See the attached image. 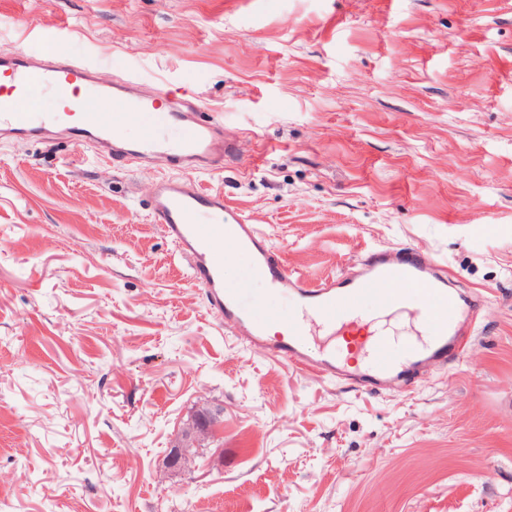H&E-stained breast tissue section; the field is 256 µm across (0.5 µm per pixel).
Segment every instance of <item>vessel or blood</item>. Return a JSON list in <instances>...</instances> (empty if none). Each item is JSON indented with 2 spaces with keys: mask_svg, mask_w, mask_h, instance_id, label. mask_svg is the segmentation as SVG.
Here are the masks:
<instances>
[{
  "mask_svg": "<svg viewBox=\"0 0 512 512\" xmlns=\"http://www.w3.org/2000/svg\"><path fill=\"white\" fill-rule=\"evenodd\" d=\"M43 87L64 98L65 108L83 112L81 95L88 92L113 111L83 112L80 124L68 133L76 145H93L123 167L140 166L164 157L179 177L156 181L153 216L179 256L188 262L192 283L203 288L211 313L241 340L266 346L289 366L318 371L330 378L350 380L364 389L391 386L407 389L422 372L462 355L467 345L464 323L481 318L477 306H460L448 286V274L420 247H380L365 252L353 272L314 282L292 272L272 250L253 219L229 205L222 191L202 187L190 178L193 170H210L237 152L236 141L226 138L224 124L201 120L194 106L170 103L158 106L140 95L136 82L122 79L99 85L93 71L73 61L34 60L11 49L0 51V131L40 138L55 127V112H19L12 105L16 94ZM141 127L140 137L129 140L120 123ZM232 248L249 258L245 275L235 283L224 278V250ZM262 279L261 299L267 310L258 318L245 303L253 279ZM419 292L414 315L428 329L413 341L390 339L365 332L360 303L372 296L376 310L403 311L411 292ZM292 295L294 312L280 319L275 307L282 295ZM280 324L268 336L270 324ZM329 331L335 350L309 352L307 324Z\"/></svg>",
  "mask_w": 512,
  "mask_h": 512,
  "instance_id": "vessel-or-blood-1",
  "label": "vessel or blood"
}]
</instances>
